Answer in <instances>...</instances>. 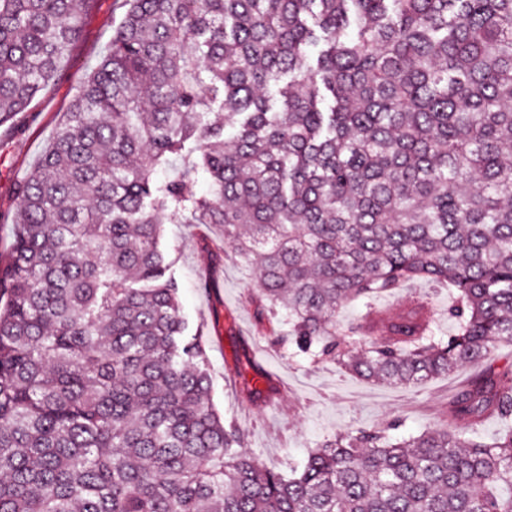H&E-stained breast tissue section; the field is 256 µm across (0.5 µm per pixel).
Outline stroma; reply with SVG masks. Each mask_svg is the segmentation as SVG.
Returning <instances> with one entry per match:
<instances>
[{
  "label": "stroma",
  "instance_id": "obj_1",
  "mask_svg": "<svg viewBox=\"0 0 512 512\" xmlns=\"http://www.w3.org/2000/svg\"><path fill=\"white\" fill-rule=\"evenodd\" d=\"M124 12L122 0H96L78 41L59 62L54 81L11 124L0 126V260H7L18 209L19 182L38 164L63 112L68 111L84 77L103 57L112 28ZM161 247L179 285L178 300L188 335L197 337L209 365L212 399L225 418L247 434L246 450L259 463L289 474L301 467L316 444L338 432L380 427L402 420V435L426 428L458 430L448 419L449 398L475 373L464 365L417 388L362 380L328 364L319 368L289 360L270 336L256 328L258 281L224 250L219 227L164 223ZM428 298L441 331L452 328L448 308L452 289H432L413 281L381 294L378 309L402 304L408 296ZM272 374L279 395L251 403L231 366L241 350Z\"/></svg>",
  "mask_w": 512,
  "mask_h": 512
}]
</instances>
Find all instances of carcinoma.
<instances>
[{
  "instance_id": "1",
  "label": "carcinoma",
  "mask_w": 512,
  "mask_h": 512,
  "mask_svg": "<svg viewBox=\"0 0 512 512\" xmlns=\"http://www.w3.org/2000/svg\"><path fill=\"white\" fill-rule=\"evenodd\" d=\"M94 0H0V126ZM108 49L18 186L0 264V512H512V0H124ZM211 189L199 195L194 179ZM212 224L258 323L310 364L418 385L452 418L340 432L291 476L245 451L185 334L161 224ZM424 280L457 292L373 301ZM348 303L364 308L345 329ZM285 313L288 330H275ZM251 400L277 394L249 359ZM431 288L434 287L424 281L409 282L401 288L381 294L376 298L375 304L378 309L386 310L402 304L408 300L409 295L427 297L432 303L440 330L443 334L448 335V331L452 329V324L448 321V307L455 299V292L449 288H440L433 292Z\"/></svg>"
}]
</instances>
